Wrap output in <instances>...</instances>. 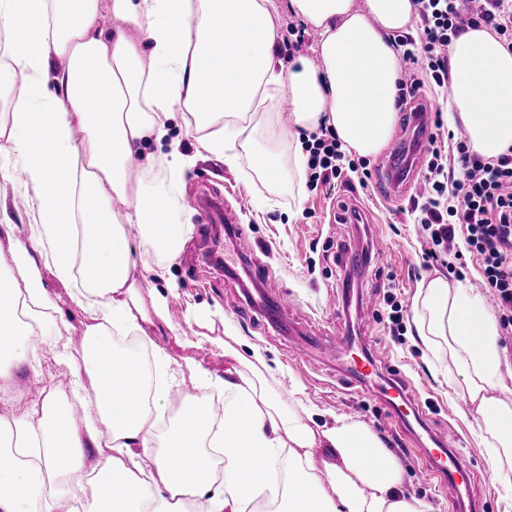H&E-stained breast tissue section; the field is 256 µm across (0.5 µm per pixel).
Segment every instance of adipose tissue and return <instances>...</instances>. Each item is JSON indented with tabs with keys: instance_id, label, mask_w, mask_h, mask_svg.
<instances>
[{
	"instance_id": "obj_1",
	"label": "adipose tissue",
	"mask_w": 512,
	"mask_h": 512,
	"mask_svg": "<svg viewBox=\"0 0 512 512\" xmlns=\"http://www.w3.org/2000/svg\"><path fill=\"white\" fill-rule=\"evenodd\" d=\"M272 0H0V73L21 74L25 92L0 124V152L17 162L33 216L25 235L10 237L0 267V382L19 367L39 375L50 341L44 323L65 326L46 275L63 283L88 317L81 361L68 394L41 389L24 413L0 419V512H434L404 492V470L376 433L339 418L312 427L283 412L267 393L261 354L223 386L188 394L166 430L154 411L168 399L166 377L151 378L142 353L153 311L139 302L129 225L145 247L144 267L166 278L192 237L180 200L185 157L178 149L144 154L168 134L175 107L201 152L233 165L236 137L245 142L331 129L345 152L378 155L396 122L398 51L388 35L407 27L412 0H289L299 20L318 30L319 63L298 58L277 66ZM116 26L99 23L103 14ZM220 52H212L213 40ZM448 111L458 113L470 148L492 158L512 147V52L483 28L450 48ZM293 107L282 126V95ZM266 111L262 132L245 127ZM140 157L138 180L129 164ZM307 156L288 161L256 151L255 166L278 182H300ZM121 200L124 212L112 209ZM94 254V266L79 259ZM415 305L417 332L437 361L451 359L480 417L476 435L493 479H512V398L492 397L499 381L497 326L480 297L450 292L434 278ZM80 405L73 417L70 402ZM98 452L86 479L80 451ZM314 448L333 456L324 467Z\"/></svg>"
}]
</instances>
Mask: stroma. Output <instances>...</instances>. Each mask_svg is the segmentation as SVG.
<instances>
[{
    "instance_id": "stroma-1",
    "label": "stroma",
    "mask_w": 512,
    "mask_h": 512,
    "mask_svg": "<svg viewBox=\"0 0 512 512\" xmlns=\"http://www.w3.org/2000/svg\"><path fill=\"white\" fill-rule=\"evenodd\" d=\"M170 137L179 141V150L188 163L183 170V218L192 224L193 247L185 248L172 265L167 280H159L147 272L142 262L144 249L139 238L130 240V259L136 266L139 295L145 307H152L158 297L167 300V321H156L152 344L145 352L148 363L164 357L171 366L191 359L200 363L212 381H223L233 363L225 358L223 344L242 353L260 349L271 367L269 394L284 410H297L299 405L314 408L317 424L333 423L347 417L366 423L377 434L385 448L400 461L407 495L431 502L434 512H451L450 496L437 480L419 475L422 459L407 445L408 430L398 422H386L387 411L375 395L348 385L336 365L320 360L315 350L305 356L291 355L287 337L268 331L245 309L243 290L228 279L221 266L206 258L211 247H223V239H210L205 219L196 207V198L205 191L231 197H246L249 207L238 215L237 224L244 236L261 248L259 257L266 266V277L259 288L265 292L291 293L297 300L292 313L298 329L321 341L337 333L351 331L367 338L368 349L379 366L397 367L404 382L420 407L429 433L454 442L471 460L474 468L473 488L480 496L500 494L493 481L485 448L471 434L469 424L474 408L450 379L456 370L452 363H437L424 347L415 326L414 298L423 283L441 277L450 288H463L469 294L482 295L481 274L475 262H468L462 274L448 272L436 265L422 266L421 227L415 224L413 201L424 189L422 176H415L402 193L377 194L342 180L303 190L300 204H293L287 183H267L256 169L251 148H243L237 166L231 167L216 157L197 151L194 137L184 129L182 108H175L167 123ZM0 198L4 199L15 222L14 232H27L28 217L21 202L26 192L16 177L11 158L0 154ZM357 205L368 224L358 227L337 224L334 212L344 206ZM377 238L387 247V265L363 271L357 279L358 302L365 318L354 314H336L330 310L331 300L341 297L340 283L344 267L338 261V249L344 245H361ZM50 292L66 309L68 325L60 336L69 350L68 360L56 358L46 351V367L40 378H33L26 367H19L11 381L0 388V416L22 412L46 381L66 388L70 363L80 359L82 317L69 308L67 292L55 278H47ZM403 307L405 328L402 335L389 332L392 304ZM180 324L183 336L202 337L198 347H187L170 331V324ZM296 389V399H289V389Z\"/></svg>"
}]
</instances>
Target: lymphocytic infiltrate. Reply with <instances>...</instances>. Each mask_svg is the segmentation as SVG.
I'll list each match as a JSON object with an SVG mask.
<instances>
[{
    "mask_svg": "<svg viewBox=\"0 0 512 512\" xmlns=\"http://www.w3.org/2000/svg\"><path fill=\"white\" fill-rule=\"evenodd\" d=\"M416 36H399L398 46L410 69L398 82L395 105L422 88L447 94L451 84L448 52L454 37L468 27H485L512 51V0H413ZM306 186L317 189L340 179L344 171L359 173L360 185L371 174L348 160L335 134L325 128L311 133ZM425 194L415 209L425 248L423 262H444L454 241H461L478 262L482 286L494 300L493 312L503 335H512V148L494 158L473 153L468 141L448 133H432L424 149Z\"/></svg>",
    "mask_w": 512,
    "mask_h": 512,
    "instance_id": "lymphocytic-infiltrate-1",
    "label": "lymphocytic infiltrate"
}]
</instances>
